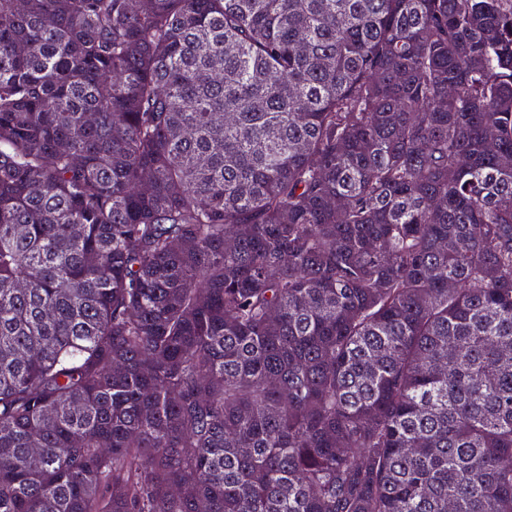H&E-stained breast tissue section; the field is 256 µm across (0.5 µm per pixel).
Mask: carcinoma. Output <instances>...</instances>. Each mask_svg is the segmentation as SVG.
I'll use <instances>...</instances> for the list:
<instances>
[{"mask_svg": "<svg viewBox=\"0 0 512 512\" xmlns=\"http://www.w3.org/2000/svg\"><path fill=\"white\" fill-rule=\"evenodd\" d=\"M505 156L512 0H0V512H512Z\"/></svg>", "mask_w": 512, "mask_h": 512, "instance_id": "carcinoma-1", "label": "carcinoma"}]
</instances>
